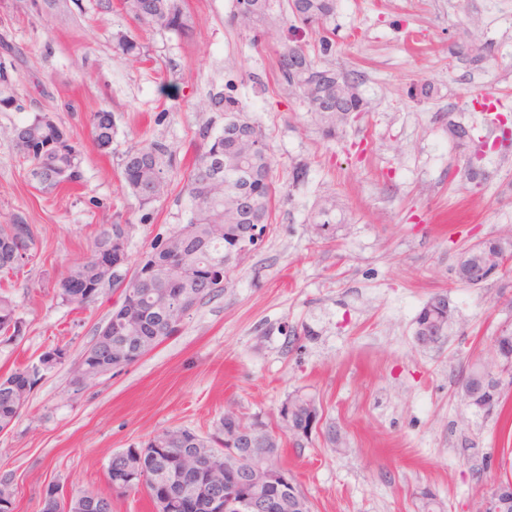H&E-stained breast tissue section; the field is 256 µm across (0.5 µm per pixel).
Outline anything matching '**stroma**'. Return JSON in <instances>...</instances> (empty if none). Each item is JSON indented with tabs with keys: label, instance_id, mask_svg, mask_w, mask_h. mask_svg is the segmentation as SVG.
I'll list each match as a JSON object with an SVG mask.
<instances>
[{
	"label": "stroma",
	"instance_id": "1",
	"mask_svg": "<svg viewBox=\"0 0 512 512\" xmlns=\"http://www.w3.org/2000/svg\"><path fill=\"white\" fill-rule=\"evenodd\" d=\"M185 10L190 31L179 35L141 25L120 0H0V224L20 216L37 235L34 258L0 278L22 320L17 340L0 342V375L68 349L0 434L15 512H42L50 481L111 496L112 512H155L145 492L113 493V453L168 428L207 435L229 407L276 424L297 389L316 397L323 428L303 447L285 442L280 458L313 512H422L426 489L438 512H473L512 474V395L503 415L486 417L457 390L512 323V271L466 287L455 267L479 241L512 235V141L498 137L472 178V149L448 127L480 140L484 90L512 116V0H338L323 61L353 74L369 110L332 138L279 77L287 27L254 37L233 20L235 0H186ZM467 39L490 54L451 59ZM425 85L432 97L421 95ZM218 93L239 100L271 148L269 229L178 332L131 364L76 381L75 360L120 291L105 288L76 310L54 300L55 284L90 254L102 225H128L135 259L186 222L184 177L203 132L224 125L208 107ZM102 109L114 124L104 150L90 126ZM39 113L82 152L79 182L51 193L31 181L15 140ZM150 142L167 152L162 190L144 205L124 184L122 160ZM299 164L307 173L296 181ZM328 200L336 227L322 231L313 217ZM437 293L455 322L423 348L415 319ZM330 425L342 449L329 442Z\"/></svg>",
	"mask_w": 512,
	"mask_h": 512
}]
</instances>
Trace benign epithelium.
I'll use <instances>...</instances> for the list:
<instances>
[{
	"label": "benign epithelium",
	"mask_w": 512,
	"mask_h": 512,
	"mask_svg": "<svg viewBox=\"0 0 512 512\" xmlns=\"http://www.w3.org/2000/svg\"><path fill=\"white\" fill-rule=\"evenodd\" d=\"M266 231L264 218H253L251 224H239L236 228L238 238L247 245L258 243ZM126 236L125 225H120L112 234V243L99 248L94 255L100 267L112 271L126 264L123 242ZM496 256L486 258L485 243L475 247L473 254H464L455 268L456 280L472 287L480 286L499 273L512 266V236L498 237L492 240ZM203 290L185 291L176 297L167 294H152V300L160 305L168 321L179 324L199 301ZM430 320L417 325L415 341L428 348L435 345L445 331L448 316L453 314L448 296L436 294L427 304ZM512 369V327L505 324L493 337L490 362L470 368L467 379L460 382L458 395L469 408L490 414L493 412V399L489 394L501 388L512 386L506 382L508 371ZM280 425L273 428L255 417L246 419L238 411H224V423L231 428L224 429V447L214 448L210 457H205L199 448L195 434L180 437L176 449L178 467L165 476L162 483L170 485L183 482L206 470V484L193 487L191 494L201 497L213 512H311L307 497L302 493L288 469L283 466L278 452L270 445L280 444L282 436L289 435L298 441L309 439L312 432L319 429L321 421L318 413L311 412L308 427H297L293 421L290 402L282 403L279 410ZM168 439L162 435L150 438L149 446L133 449L134 459H127L124 450L112 456L127 484L143 483L140 464L145 457H158L166 451ZM51 497L56 504V512H68L73 505L74 493L63 485L51 481L42 491V497ZM156 512H170L184 508V497L170 492L156 499ZM480 512H512V499L501 491L482 499Z\"/></svg>",
	"instance_id": "7a95c632"
}]
</instances>
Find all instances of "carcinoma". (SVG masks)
I'll list each match as a JSON object with an SVG mask.
<instances>
[{"label":"carcinoma","mask_w":512,"mask_h":512,"mask_svg":"<svg viewBox=\"0 0 512 512\" xmlns=\"http://www.w3.org/2000/svg\"><path fill=\"white\" fill-rule=\"evenodd\" d=\"M129 12L139 23L151 27L157 26L177 34L189 30V19L183 7V0H139L134 4L125 0ZM337 0H236L234 18L260 34L263 29L281 23L294 31H312L319 36V51L326 53L331 47L328 36L329 26L336 14ZM487 48L474 42L463 41L455 45L451 56L454 58H481ZM278 69L285 84L300 93L317 116L323 134L332 136L337 124L345 116L334 112L322 111L323 106L341 98L345 111L359 115L367 111V103L356 92L355 81L348 74L336 71L312 56L305 45L294 40L281 44L276 51ZM211 106L224 113V129L216 135L203 133L205 144L203 151L196 156L185 184L188 200V218L179 225L173 235L179 238L177 252L155 242L135 263V267L149 268L155 271L151 288L157 292L178 295L185 288H198L206 284L210 288L203 293L200 301H205L224 290V280L220 273H228L230 267L224 265V258L241 250L235 229L231 224L233 204L224 199V194L211 186L215 178L222 179L227 188L238 190L247 188L256 211L269 217L275 197L273 182V159L264 139L259 146L238 143L236 130L240 125H249V120L241 112L238 102L231 97L218 93L211 97ZM91 134L97 146L108 148L112 143V113L101 110L91 115ZM28 138L46 143L59 132V125L46 114H37L21 127ZM166 153L163 145L147 143L128 153L123 159L122 174L126 186L143 204H149L154 197L149 186L161 183L160 158ZM29 176L41 190L51 192L67 181L78 180L80 173V152L75 143L67 145L63 152L27 157ZM36 232L33 225L22 218L15 217L9 224H0V274H10L19 270L34 257ZM121 273L100 270L89 255L73 262L64 276L57 282L55 297L61 303L76 309H86L94 304L103 293L105 285H118ZM72 280L87 281L99 285L90 296L69 299L62 286ZM137 286L129 285L121 290L119 300L105 324L97 329L104 337L116 336L113 319L131 315L139 320L135 335L142 337L143 350L140 355L152 351L165 338L173 335L178 326L162 322L159 315L152 311V305L145 294L136 296ZM22 321L14 300L0 294V340L12 341L20 336ZM56 354L61 358L66 349L56 348L41 356L39 363L18 367L5 375V379L30 380L37 385L43 372L54 364L49 356ZM112 371V357L107 353L96 352V348L83 351L76 361L79 378L88 379L95 373ZM27 401H14L11 396L0 391V429L10 426L25 407ZM173 454L163 455L160 461L148 466L153 477L141 485L148 495L156 490L159 470L172 468ZM14 491L0 478V512H14Z\"/></svg>","instance_id":"cac0c4a2"}]
</instances>
